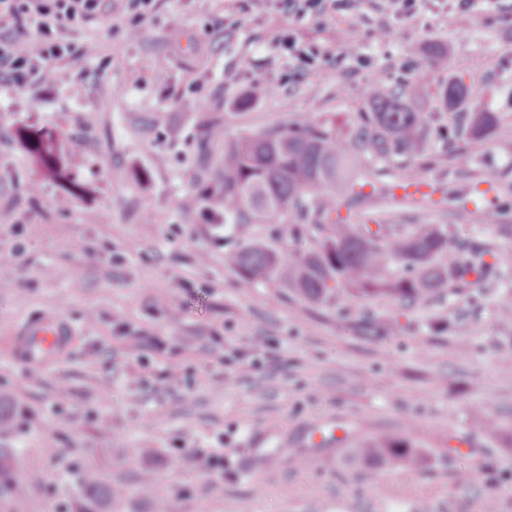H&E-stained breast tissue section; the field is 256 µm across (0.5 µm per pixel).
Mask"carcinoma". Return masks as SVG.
<instances>
[{
	"label": "carcinoma",
	"instance_id": "carcinoma-1",
	"mask_svg": "<svg viewBox=\"0 0 512 512\" xmlns=\"http://www.w3.org/2000/svg\"><path fill=\"white\" fill-rule=\"evenodd\" d=\"M450 113L480 98L473 85L450 81L439 92ZM434 113L411 100V86L390 81L371 85L362 111L345 133L335 123L300 117L259 132L242 131L224 140V176L207 189L224 203V223L267 225L273 243L245 236L226 256L245 287L273 283L300 300L325 305L346 290L355 297H389L424 302L475 273L499 277L498 267L476 263L446 224H380L375 232L347 224L334 214L368 198L355 190L358 172L373 164L413 162L430 151ZM497 112H471L444 126L439 137L449 156L470 162L467 146L498 135ZM28 152L51 177H64L67 192L78 181L64 172L57 137L38 130L22 135ZM294 246L285 254L277 244ZM365 464L396 469L415 462V445L404 436L362 440L353 448ZM87 504L117 494L93 473L84 477Z\"/></svg>",
	"mask_w": 512,
	"mask_h": 512
}]
</instances>
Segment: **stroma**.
<instances>
[{
    "label": "stroma",
    "instance_id": "stroma-1",
    "mask_svg": "<svg viewBox=\"0 0 512 512\" xmlns=\"http://www.w3.org/2000/svg\"><path fill=\"white\" fill-rule=\"evenodd\" d=\"M128 17L112 0L111 15L70 33L97 49L74 57L57 88L0 82V396L11 403L0 448L19 486L0 496V512H76L88 472L123 490L107 512H512V448L484 429L489 419L512 426L502 365L512 329L498 320L506 285L330 307L243 287L224 260L236 227L205 218L220 208L207 189L224 171V143L201 135L209 119L231 138L302 116L347 131L377 75L414 80L429 112L448 79L480 85L473 109L499 113L502 127L470 146V166L431 135L437 159L417 171L420 194L386 198L404 169H370L375 192L347 221L428 219L507 261L512 235L501 226L512 213L492 224L485 209L512 187V0H477L467 13L434 0L400 20L357 8L303 18L282 0L264 13L246 0H156L135 39ZM383 26L385 44L374 38ZM287 32L320 51L317 67L299 69L280 48ZM434 44L447 62L432 63ZM258 84L270 94L238 113ZM29 128L56 132L77 195L28 153ZM54 313L72 325V343L30 365L13 332ZM139 334L165 345L144 370L128 342ZM333 427L345 440L310 448L313 430ZM375 434L409 435L418 465L365 467L352 447ZM455 439L492 481L460 483ZM308 449L316 462L298 465ZM193 450L223 467L195 469ZM148 476L155 489L140 493Z\"/></svg>",
    "mask_w": 512,
    "mask_h": 512
}]
</instances>
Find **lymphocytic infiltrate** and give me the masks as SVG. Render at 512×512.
<instances>
[{
  "label": "lymphocytic infiltrate",
  "instance_id": "obj_1",
  "mask_svg": "<svg viewBox=\"0 0 512 512\" xmlns=\"http://www.w3.org/2000/svg\"><path fill=\"white\" fill-rule=\"evenodd\" d=\"M107 0H0V79L20 90L56 85L74 54L67 32L108 10Z\"/></svg>",
  "mask_w": 512,
  "mask_h": 512
}]
</instances>
